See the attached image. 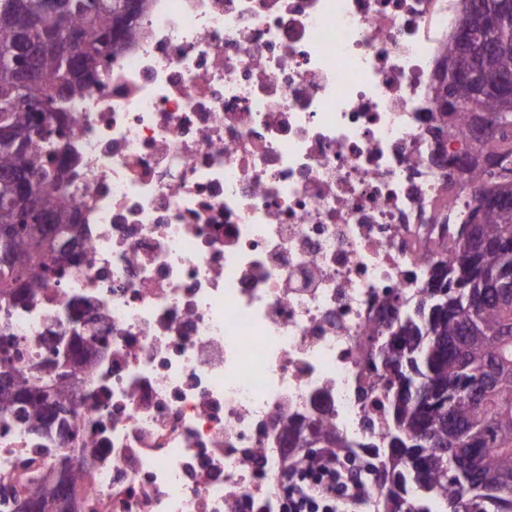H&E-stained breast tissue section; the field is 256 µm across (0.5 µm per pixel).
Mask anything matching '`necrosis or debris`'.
I'll return each mask as SVG.
<instances>
[{"instance_id":"1","label":"necrosis or debris","mask_w":512,"mask_h":512,"mask_svg":"<svg viewBox=\"0 0 512 512\" xmlns=\"http://www.w3.org/2000/svg\"><path fill=\"white\" fill-rule=\"evenodd\" d=\"M454 2L145 0L56 138L92 261L0 305V365L50 376L77 323L103 343L65 427L0 422V512L50 448L93 460L82 512H288L334 482L369 512L377 343L474 205L448 182L470 135L430 160Z\"/></svg>"}]
</instances>
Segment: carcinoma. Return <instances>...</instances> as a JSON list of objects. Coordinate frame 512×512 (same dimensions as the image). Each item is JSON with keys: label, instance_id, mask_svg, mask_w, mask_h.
Wrapping results in <instances>:
<instances>
[{"label": "carcinoma", "instance_id": "cac0c4a2", "mask_svg": "<svg viewBox=\"0 0 512 512\" xmlns=\"http://www.w3.org/2000/svg\"><path fill=\"white\" fill-rule=\"evenodd\" d=\"M70 30L85 52L105 55L129 31L140 7L130 0H69ZM484 0L473 44L512 42L505 21ZM44 0H0V127L13 131L0 140V225L10 220L22 194L34 195L40 212L52 217L41 226L20 214L12 231L0 234L3 299L33 296L49 275L66 266H43L45 251L70 249L74 217L60 193L67 162L48 165L32 151L39 139L56 153L51 131L34 109L38 100L54 111L57 102L79 95L95 69L85 61L47 58L34 63L35 81L15 76L7 51L39 40L47 21ZM512 74V49L497 51L480 67L476 93L470 82L455 88V100L439 113L443 123L470 128L485 163L467 161L462 176L473 190V220L455 235L453 250L432 247L428 285L420 301L379 346L390 378L385 388L390 420L385 485L376 512H512V112L500 111L501 79ZM471 99L495 133L481 134L459 103ZM40 377L9 374L0 385V418H16L35 431L46 425ZM41 512L57 510L56 487L43 482L31 494Z\"/></svg>", "mask_w": 512, "mask_h": 512}]
</instances>
